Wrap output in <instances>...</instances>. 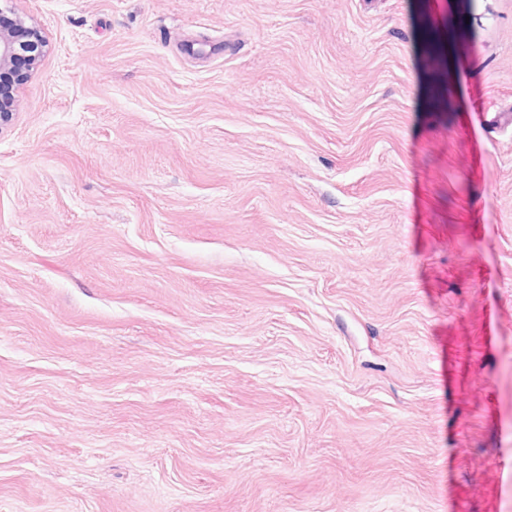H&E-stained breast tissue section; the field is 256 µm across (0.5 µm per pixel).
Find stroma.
Segmentation results:
<instances>
[{
  "instance_id": "stroma-1",
  "label": "stroma",
  "mask_w": 512,
  "mask_h": 512,
  "mask_svg": "<svg viewBox=\"0 0 512 512\" xmlns=\"http://www.w3.org/2000/svg\"><path fill=\"white\" fill-rule=\"evenodd\" d=\"M0 9V512H512V0ZM34 36L28 43L25 53H20L9 29L0 28V101H13L15 104L17 87L27 75L37 68L44 53L46 41L40 30L31 25ZM28 59L27 68L18 69V58Z\"/></svg>"
}]
</instances>
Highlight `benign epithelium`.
I'll list each match as a JSON object with an SVG mask.
<instances>
[{
    "label": "benign epithelium",
    "instance_id": "benign-epithelium-1",
    "mask_svg": "<svg viewBox=\"0 0 512 512\" xmlns=\"http://www.w3.org/2000/svg\"><path fill=\"white\" fill-rule=\"evenodd\" d=\"M34 36L25 53H20L11 31L0 28V101L16 100L17 87L27 75L37 68L44 53L46 41L40 30L33 29Z\"/></svg>",
    "mask_w": 512,
    "mask_h": 512
}]
</instances>
